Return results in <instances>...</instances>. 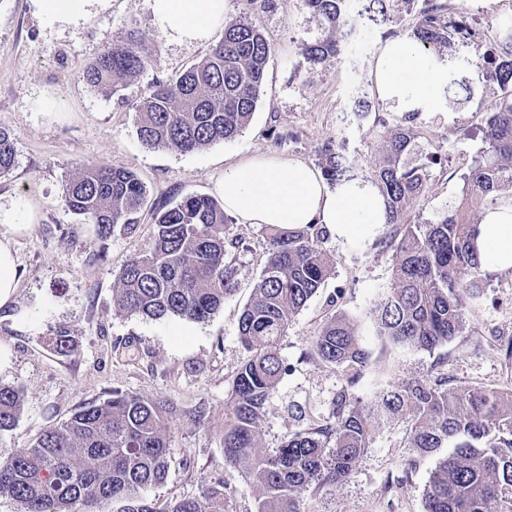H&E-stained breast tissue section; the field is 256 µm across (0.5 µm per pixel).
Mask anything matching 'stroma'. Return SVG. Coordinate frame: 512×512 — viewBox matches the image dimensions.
Returning a JSON list of instances; mask_svg holds the SVG:
<instances>
[{
    "mask_svg": "<svg viewBox=\"0 0 512 512\" xmlns=\"http://www.w3.org/2000/svg\"><path fill=\"white\" fill-rule=\"evenodd\" d=\"M247 18L272 46L260 98L248 127L236 138L192 153L145 149L136 134L134 105L158 80L178 77L209 52V44H177L151 23L147 0H112L107 12L78 28H61L31 15L27 0H0V127L15 139L16 163L0 176V200L26 190L39 204L40 220L16 244L20 283L10 310H0V342L11 362L0 383L19 387L24 405L14 429L0 436V461L30 446L49 426L79 406L122 391L173 403L181 409L166 482L150 494L160 500L200 496L206 481L223 480L224 512H255L254 494L236 467L225 465L224 406L230 383L244 358L238 319L266 261V239L258 224L231 223L229 236L245 245L237 254L238 290L204 322L153 320L130 315L115 302L116 274L151 242L149 215L135 235L101 240L91 224L61 203L77 163L93 161L128 168L145 182L149 203L176 202L190 195L215 196L227 163L255 154L318 166L330 145L345 154L358 176H369L378 161L381 128L357 120L346 107L368 96L384 42L381 27L356 17L341 53L311 67L302 40L318 35L319 19L302 0H276L261 11L250 0H227L225 21ZM145 37L148 65L125 89L107 96L91 88L84 69L130 30ZM471 113L438 95L434 111L422 113L419 133L447 155V167L431 166L430 189L413 207L411 219L426 220L459 196L461 165L482 148L479 137L459 138ZM373 234L325 237L322 249L335 273L294 317L281 344L289 372L265 405L264 447H276L288 433L305 427L302 413L328 417L341 388L336 367L310 356L308 341L333 313H356L389 288L391 254L373 247ZM480 300L468 306L467 328L434 353L391 355L396 380L418 377L439 365L451 386L512 389V369L500 356L512 336V272L488 273ZM66 329L77 344L61 355L47 340ZM201 411L203 424L187 419ZM406 426L379 430L350 477L330 492L305 500L309 512H424L423 491L436 457L409 467Z\"/></svg>",
    "mask_w": 512,
    "mask_h": 512,
    "instance_id": "obj_1",
    "label": "stroma"
}]
</instances>
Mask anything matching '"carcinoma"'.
<instances>
[{"mask_svg": "<svg viewBox=\"0 0 512 512\" xmlns=\"http://www.w3.org/2000/svg\"><path fill=\"white\" fill-rule=\"evenodd\" d=\"M380 22L403 6L415 16L407 37L447 68L449 94L472 88L453 66V49L468 48L466 66L497 84L481 102L479 131L484 147L462 175L459 200L435 219H408L429 191L433 164L445 157L419 154L414 125L421 110L404 112L382 126L381 157L366 181L381 194L386 223L395 232L376 246L392 251L390 288L357 314L330 316L312 336L310 350L336 366L344 385L331 418L311 420L275 448L261 444L267 400L288 367L280 345L293 317L334 274L320 243V224L267 225V259L238 321L244 358L224 409V464L239 467L256 496V512H304L302 495L344 482L378 430L408 423L405 444L420 456L452 447L431 472L425 512H512V391L448 386V377L394 380L386 360L402 349L433 353L463 334L465 308L484 288V270L474 248L477 215L512 201V24L490 37L466 22L456 0H369ZM322 25L320 36L302 41L316 67L336 57L351 33L350 0H303ZM272 47L251 20L224 24L208 55L172 82L157 81L136 105V133L148 149L192 153L239 135L251 121ZM148 65L141 37L101 55L84 71L85 81L105 94L123 90ZM14 138L0 128V174L15 165ZM320 166L331 186L357 180L339 150H322ZM148 198L147 186L130 169L91 162L68 180L62 205L93 225L103 240L133 234ZM154 234L117 274L115 302L124 312L150 319L176 317L202 322L238 290L234 251L242 240L226 237L224 205L192 195L151 209ZM48 345L67 354L73 339L60 331ZM365 387L372 400L355 395ZM19 388L0 384V433L12 430L21 413ZM173 407L143 396L110 391L44 430L31 446L0 461V497L20 512H92L102 500L118 512H224V482L214 481L199 498L173 502L148 489L168 478Z\"/></svg>", "mask_w": 512, "mask_h": 512, "instance_id": "cac0c4a2", "label": "carcinoma"}]
</instances>
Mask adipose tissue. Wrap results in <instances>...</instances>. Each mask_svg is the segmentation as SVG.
Instances as JSON below:
<instances>
[{
  "label": "adipose tissue",
  "instance_id": "obj_1",
  "mask_svg": "<svg viewBox=\"0 0 512 512\" xmlns=\"http://www.w3.org/2000/svg\"><path fill=\"white\" fill-rule=\"evenodd\" d=\"M112 0H28L30 12L50 24L76 28ZM226 0H148L152 24L166 39L210 41L224 24ZM436 74L415 45L387 43L374 71L373 93L389 108L430 110ZM224 211L241 224H320L344 238L370 233L384 221V201L367 182L329 187L322 174L298 160L257 155L227 164L217 183ZM39 207L26 193L0 201V308L19 285L15 244L38 222ZM475 246L484 268L512 271V204L483 215Z\"/></svg>",
  "mask_w": 512,
  "mask_h": 512
}]
</instances>
